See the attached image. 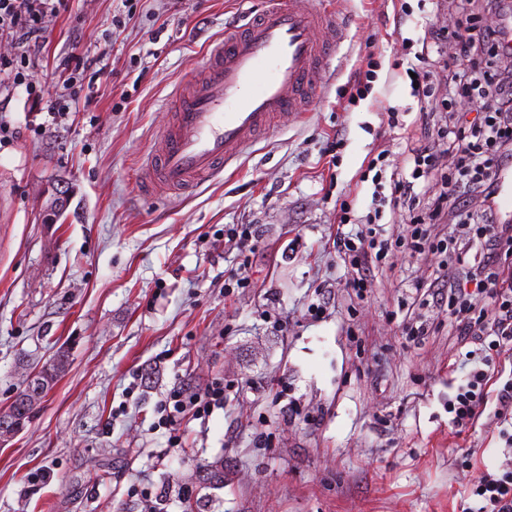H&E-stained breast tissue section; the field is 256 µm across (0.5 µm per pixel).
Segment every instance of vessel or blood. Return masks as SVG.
<instances>
[{"instance_id":"1","label":"vessel or blood","mask_w":512,"mask_h":512,"mask_svg":"<svg viewBox=\"0 0 512 512\" xmlns=\"http://www.w3.org/2000/svg\"><path fill=\"white\" fill-rule=\"evenodd\" d=\"M337 29L326 0H268L247 24L225 28L203 68L169 99L171 120L143 170L142 193L189 192L223 172L281 117L309 111ZM497 180V210L510 222L512 167Z\"/></svg>"}]
</instances>
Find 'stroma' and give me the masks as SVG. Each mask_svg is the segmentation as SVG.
<instances>
[{"mask_svg":"<svg viewBox=\"0 0 512 512\" xmlns=\"http://www.w3.org/2000/svg\"><path fill=\"white\" fill-rule=\"evenodd\" d=\"M342 41L312 112L278 123L217 178L191 192L141 197L138 181L168 122L167 100L208 46L265 0H69L45 19L42 48L0 35V57L29 55V82L54 72L45 104L0 72V412L65 351L66 364L24 427L0 442V512H462L468 483L497 473L505 442L487 417L448 425L458 344L447 311L411 342L398 306L427 266L397 255L367 299L346 288L332 245L336 174L355 214L375 142L391 141L389 104L413 105L391 0H334ZM382 66L350 110L360 59ZM88 58L97 80L63 63ZM342 133L336 167L321 152ZM73 197L44 221L51 188ZM232 224H258L250 288L224 294L242 261ZM324 318L306 319L317 288ZM288 320L278 332L264 315ZM220 379L239 396L183 423L180 447L160 402ZM295 401L296 412L281 409ZM224 463V482L199 478Z\"/></svg>","mask_w":512,"mask_h":512,"instance_id":"1","label":"stroma"}]
</instances>
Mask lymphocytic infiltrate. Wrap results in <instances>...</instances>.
<instances>
[{
	"label": "lymphocytic infiltrate",
	"mask_w": 512,
	"mask_h": 512,
	"mask_svg": "<svg viewBox=\"0 0 512 512\" xmlns=\"http://www.w3.org/2000/svg\"><path fill=\"white\" fill-rule=\"evenodd\" d=\"M430 2L433 20L405 41L421 68L411 81L419 110L398 126L402 160L382 169L389 150L378 145L360 179L373 184L374 211L390 209L413 225L411 255H450L415 288L421 310L447 307L449 335L468 347L457 363L464 376L448 399L449 423L458 432L472 428L489 409L506 442L498 474L472 485L477 503L464 512H512V378L502 383L495 373L496 357L512 353V225L500 223L496 211L497 173L512 166V0ZM66 6L67 0H0V34L40 44L45 17ZM460 101L470 102L472 113L458 111ZM352 221V208L340 203L333 246L347 287L359 295L388 242L368 219L347 232ZM435 224L447 225V234L431 235ZM421 310L403 319L410 338L434 332ZM228 397L220 382L180 386L161 405V421L177 428L186 417L223 408Z\"/></svg>",
	"instance_id": "1"
}]
</instances>
